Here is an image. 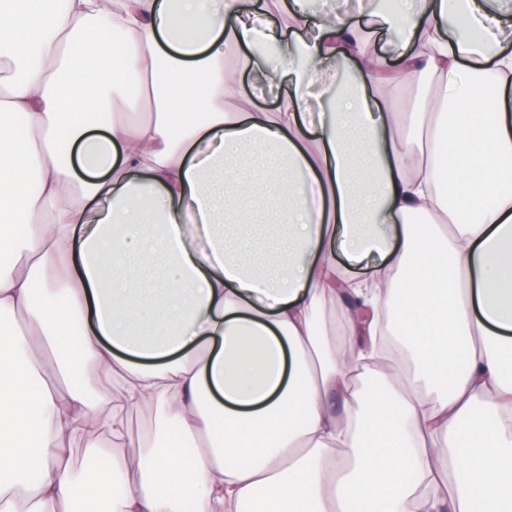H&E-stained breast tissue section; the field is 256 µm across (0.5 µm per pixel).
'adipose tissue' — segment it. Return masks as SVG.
I'll return each mask as SVG.
<instances>
[{"label": "adipose tissue", "mask_w": 512, "mask_h": 512, "mask_svg": "<svg viewBox=\"0 0 512 512\" xmlns=\"http://www.w3.org/2000/svg\"><path fill=\"white\" fill-rule=\"evenodd\" d=\"M500 2L0 0V512H512ZM372 1L374 0H319V11L337 13L350 21L369 23ZM367 52L377 57L380 64L386 69H394L399 66L400 50L392 42V37L384 32H377L373 35ZM433 86L434 79L431 76L420 74L397 90L401 112L406 113L407 116L406 133L410 136L418 135L417 127L422 120L420 112H424L422 100Z\"/></svg>", "instance_id": "adipose-tissue-1"}]
</instances>
